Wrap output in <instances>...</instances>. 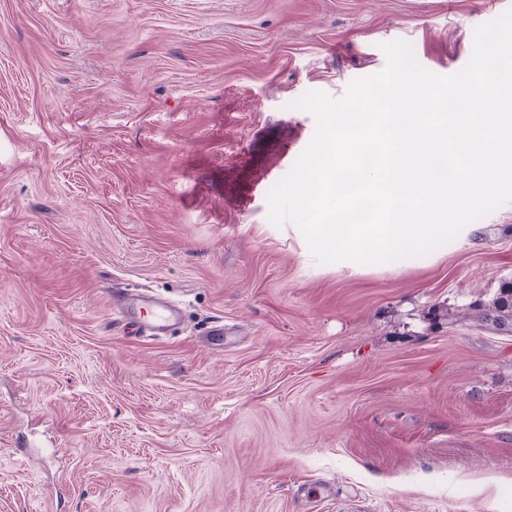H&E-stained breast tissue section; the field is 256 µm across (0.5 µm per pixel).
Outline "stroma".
I'll return each mask as SVG.
<instances>
[{"label":"stroma","mask_w":512,"mask_h":512,"mask_svg":"<svg viewBox=\"0 0 512 512\" xmlns=\"http://www.w3.org/2000/svg\"><path fill=\"white\" fill-rule=\"evenodd\" d=\"M510 4L0 0V512H512V332L477 318L512 202L355 272L267 201L294 100L395 40L457 72ZM113 288L182 326L124 334Z\"/></svg>","instance_id":"1"}]
</instances>
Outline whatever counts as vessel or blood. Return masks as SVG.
<instances>
[{
  "instance_id": "vessel-or-blood-1",
  "label": "vessel or blood",
  "mask_w": 512,
  "mask_h": 512,
  "mask_svg": "<svg viewBox=\"0 0 512 512\" xmlns=\"http://www.w3.org/2000/svg\"><path fill=\"white\" fill-rule=\"evenodd\" d=\"M120 326L137 327L144 336H162L180 317L179 309L165 298L146 292L125 294L113 300Z\"/></svg>"
}]
</instances>
